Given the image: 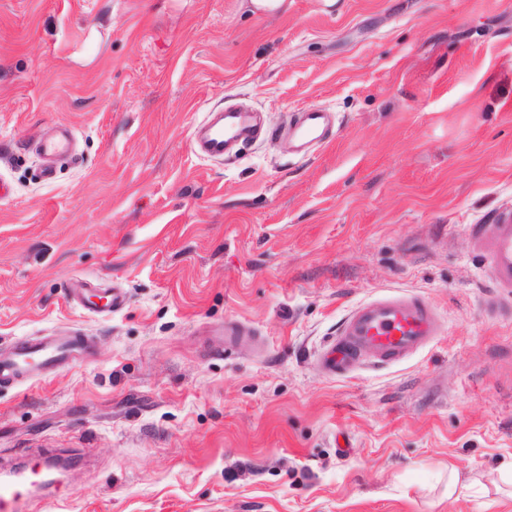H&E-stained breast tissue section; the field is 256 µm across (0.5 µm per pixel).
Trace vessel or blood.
Wrapping results in <instances>:
<instances>
[{"label": "vessel or blood", "mask_w": 512, "mask_h": 512, "mask_svg": "<svg viewBox=\"0 0 512 512\" xmlns=\"http://www.w3.org/2000/svg\"><path fill=\"white\" fill-rule=\"evenodd\" d=\"M327 112L310 107L302 112L296 129L306 142L326 143ZM258 132L252 112L224 111L204 120L195 134L200 153L211 159L228 155L239 141ZM71 131L63 129L55 138L41 141L36 153L43 159L65 156L70 151ZM471 232L482 242L489 261V278L495 287L512 288V212L498 216L492 224H474ZM69 302L94 314H109L126 304L123 292L100 291L80 280L65 290ZM440 334L431 303L417 296H385L354 309L339 333L329 337L315 363L328 377L343 376L366 362L395 364L429 345ZM89 339L77 333L28 336L0 348V385L40 382L59 369L85 358ZM59 458L46 456L33 467H16L0 473V512H39L42 501L31 490L44 476L56 471Z\"/></svg>", "instance_id": "b4317fda"}]
</instances>
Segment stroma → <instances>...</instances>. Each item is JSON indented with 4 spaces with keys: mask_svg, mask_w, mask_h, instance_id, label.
I'll use <instances>...</instances> for the list:
<instances>
[{
    "mask_svg": "<svg viewBox=\"0 0 512 512\" xmlns=\"http://www.w3.org/2000/svg\"><path fill=\"white\" fill-rule=\"evenodd\" d=\"M232 104L268 136L195 155ZM309 105L336 123L299 152ZM58 124L74 152L47 181L32 143ZM0 176V345L94 344L0 387V468L89 456L41 512H512V313H485L466 231L512 210V0H0ZM76 276L125 307L69 303ZM384 295L427 299L440 336L322 375ZM227 319L252 339L221 352Z\"/></svg>",
    "mask_w": 512,
    "mask_h": 512,
    "instance_id": "1",
    "label": "stroma"
}]
</instances>
